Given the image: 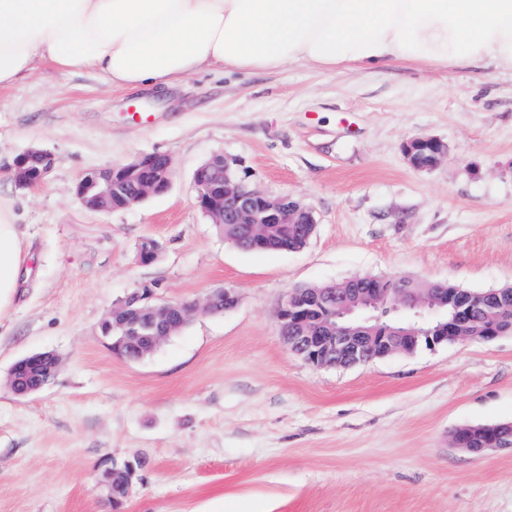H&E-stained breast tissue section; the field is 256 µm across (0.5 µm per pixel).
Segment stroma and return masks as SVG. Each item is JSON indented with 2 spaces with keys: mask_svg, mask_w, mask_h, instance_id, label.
Wrapping results in <instances>:
<instances>
[{
  "mask_svg": "<svg viewBox=\"0 0 512 512\" xmlns=\"http://www.w3.org/2000/svg\"><path fill=\"white\" fill-rule=\"evenodd\" d=\"M420 136L448 145L426 171L404 153ZM32 147L55 165L21 190L10 168ZM151 153L173 160L167 194L81 206L86 172ZM217 154L268 197L313 210L303 250L224 240L193 184ZM0 203L27 255L0 315V512H111L105 463L136 459L122 512H194L217 497L227 512H512V448L450 445L457 426L512 421V335L318 368L277 320L293 289L358 274L512 284L511 71L293 64L112 90L43 65L0 90ZM145 237L161 245L148 265L136 259ZM143 284L166 302L231 286L238 302L129 361L99 325ZM44 351L61 359L55 379L17 397L10 367Z\"/></svg>",
  "mask_w": 512,
  "mask_h": 512,
  "instance_id": "stroma-1",
  "label": "stroma"
}]
</instances>
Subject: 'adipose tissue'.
Returning a JSON list of instances; mask_svg holds the SVG:
<instances>
[{"mask_svg": "<svg viewBox=\"0 0 512 512\" xmlns=\"http://www.w3.org/2000/svg\"><path fill=\"white\" fill-rule=\"evenodd\" d=\"M391 61L512 69V0H0V89L43 63L138 88L202 71L368 72ZM22 253L0 207V313Z\"/></svg>", "mask_w": 512, "mask_h": 512, "instance_id": "1", "label": "adipose tissue"}]
</instances>
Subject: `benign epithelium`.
I'll return each mask as SVG.
<instances>
[{
    "instance_id": "1",
    "label": "benign epithelium",
    "mask_w": 512,
    "mask_h": 512,
    "mask_svg": "<svg viewBox=\"0 0 512 512\" xmlns=\"http://www.w3.org/2000/svg\"><path fill=\"white\" fill-rule=\"evenodd\" d=\"M409 141L406 157L417 169H431L447 156L448 146L437 138H428L432 157L421 163L413 155ZM54 167L51 153L30 148L16 157L11 168L12 181L20 189H29L43 182ZM171 159L165 154L153 153L137 157L129 163L114 164L109 168L85 173L76 186V196L90 211L108 212L127 208L148 198L162 195L171 185ZM208 167L214 169L213 179L207 181L194 174L196 202L215 224H249L251 234L262 238L266 224H314L311 209L291 206L285 199H271L240 177L238 161L222 155L211 157ZM160 251V244L144 238L138 245L137 258L148 264ZM340 297L317 293L304 299L289 295L283 301L278 318L288 317L312 306L316 315L296 323L295 335L289 337L292 352L317 367H347L366 356L381 357L408 353L422 340L432 348L443 342L466 340L461 331V315L448 319L443 311L447 302L419 288H340ZM229 308L237 304L235 289H218L206 296L202 304L154 303L150 286L139 288L124 297L109 311L100 328L103 337L112 340V329L123 331L121 344L134 345L137 356L151 351L167 338V329L174 316L188 319L198 309L211 314L223 312L221 304ZM392 314L397 325L381 324V317ZM438 323L439 335L423 337L424 326ZM452 447L480 453L503 447L497 435L477 436L466 427L455 429ZM140 463L127 461L112 464L104 470L103 485L112 492V478L124 468L137 473Z\"/></svg>"
}]
</instances>
